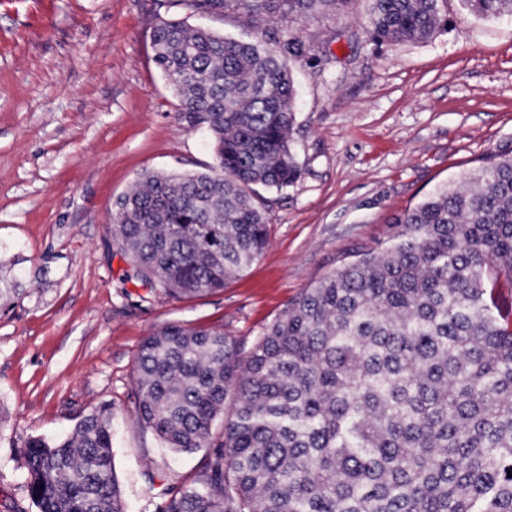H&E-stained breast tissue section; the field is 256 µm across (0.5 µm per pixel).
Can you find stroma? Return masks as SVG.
Returning a JSON list of instances; mask_svg holds the SVG:
<instances>
[{"label": "stroma", "mask_w": 512, "mask_h": 512, "mask_svg": "<svg viewBox=\"0 0 512 512\" xmlns=\"http://www.w3.org/2000/svg\"><path fill=\"white\" fill-rule=\"evenodd\" d=\"M241 40L245 17L165 0H0V512H38L25 438L68 436L112 407L127 512H159L205 451L162 447L137 417V352L169 324L220 328L249 354L301 293L386 245L394 219L489 153L512 154V20L448 0L422 42L373 43L370 0L300 29L315 57L294 66L293 186L260 189L269 243L223 290L148 295L110 248L116 202L144 174L207 171L209 135L176 118L153 61L159 19Z\"/></svg>", "instance_id": "35a3bbf8"}]
</instances>
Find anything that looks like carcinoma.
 Here are the masks:
<instances>
[{
    "label": "carcinoma",
    "mask_w": 512,
    "mask_h": 512,
    "mask_svg": "<svg viewBox=\"0 0 512 512\" xmlns=\"http://www.w3.org/2000/svg\"><path fill=\"white\" fill-rule=\"evenodd\" d=\"M351 0H171L244 15L243 42L163 20L153 60L178 118L211 137L206 172L145 174L112 215V250L149 293L224 288L268 243L257 188L299 175L289 62L311 46L273 20L333 18ZM512 19V0H462ZM448 0H371L373 39L419 42ZM385 248L306 289L242 359L221 329L167 325L138 351L137 416L166 447L208 449L162 512H512V156L404 212ZM225 415L223 430L214 423ZM38 512H126L112 408L64 439L23 441Z\"/></svg>",
    "instance_id": "1"
}]
</instances>
